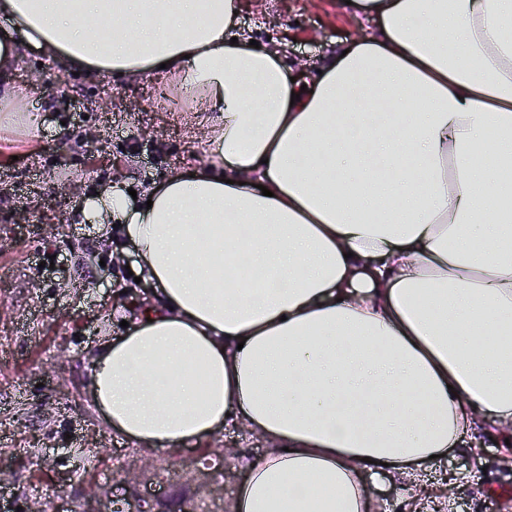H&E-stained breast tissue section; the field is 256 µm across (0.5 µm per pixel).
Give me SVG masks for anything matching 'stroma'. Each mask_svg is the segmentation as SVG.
Here are the masks:
<instances>
[{
    "mask_svg": "<svg viewBox=\"0 0 512 512\" xmlns=\"http://www.w3.org/2000/svg\"><path fill=\"white\" fill-rule=\"evenodd\" d=\"M240 27L263 46L280 34L295 73L371 32L344 0H244ZM20 53L16 92L0 99V469L14 474L0 486V512H83L93 485L98 512L145 496L152 512H178L206 492L205 480L180 477L196 450L214 459L235 439L222 506L234 512L247 463L266 452L261 437L229 423L196 447L145 448L112 432L90 383L95 356L132 316L121 285L136 256L116 252L103 225L82 223L79 206L101 185L141 193L204 164L195 135L204 106L176 78L160 94L145 77L77 74L35 47ZM475 438V450L427 464L428 490L371 476V512H430L446 493L453 512H512L503 439Z\"/></svg>",
    "mask_w": 512,
    "mask_h": 512,
    "instance_id": "obj_1",
    "label": "stroma"
}]
</instances>
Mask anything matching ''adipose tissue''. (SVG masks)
<instances>
[{
	"mask_svg": "<svg viewBox=\"0 0 512 512\" xmlns=\"http://www.w3.org/2000/svg\"><path fill=\"white\" fill-rule=\"evenodd\" d=\"M351 5L374 34L295 78L239 0H0V84L28 44L218 114L209 165L81 214L155 295L97 356V409L146 448L260 434L235 512H370L366 476L512 424V0ZM228 214L260 227L248 288L223 285Z\"/></svg>",
	"mask_w": 512,
	"mask_h": 512,
	"instance_id": "obj_1",
	"label": "adipose tissue"
}]
</instances>
